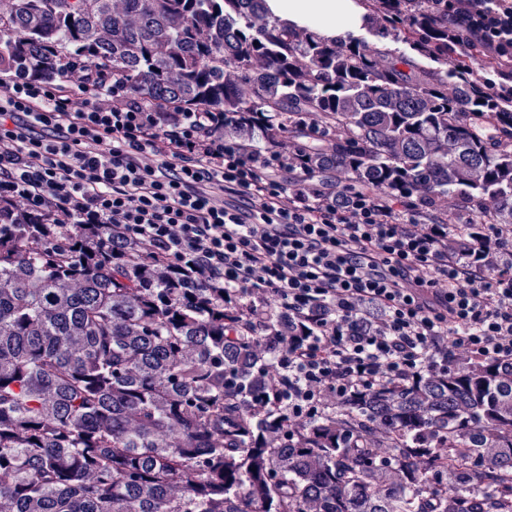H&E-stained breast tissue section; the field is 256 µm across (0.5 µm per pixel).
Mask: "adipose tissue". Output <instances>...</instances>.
Segmentation results:
<instances>
[{
    "label": "adipose tissue",
    "mask_w": 512,
    "mask_h": 512,
    "mask_svg": "<svg viewBox=\"0 0 512 512\" xmlns=\"http://www.w3.org/2000/svg\"><path fill=\"white\" fill-rule=\"evenodd\" d=\"M273 17L337 41L354 35L367 22L360 0H267Z\"/></svg>",
    "instance_id": "obj_1"
}]
</instances>
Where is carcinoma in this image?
I'll return each mask as SVG.
<instances>
[{
	"label": "carcinoma",
	"mask_w": 512,
	"mask_h": 512,
	"mask_svg": "<svg viewBox=\"0 0 512 512\" xmlns=\"http://www.w3.org/2000/svg\"><path fill=\"white\" fill-rule=\"evenodd\" d=\"M369 2L402 55L301 32L264 0H6L0 74L100 57L154 110L256 116L228 135L302 153L309 178L423 196L431 224L452 199L463 243L512 226V105L444 67L465 34L429 0ZM108 235L0 206V512H512V361L458 357L283 418L277 441L259 405L274 354L247 335L263 324L106 256Z\"/></svg>",
	"instance_id": "cac0c4a2"
}]
</instances>
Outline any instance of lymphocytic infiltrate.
<instances>
[{"label": "lymphocytic infiltrate", "mask_w": 512, "mask_h": 512, "mask_svg": "<svg viewBox=\"0 0 512 512\" xmlns=\"http://www.w3.org/2000/svg\"><path fill=\"white\" fill-rule=\"evenodd\" d=\"M489 58L488 97L512 93V0H431ZM68 87L21 74L0 85V205L55 224L110 229L170 287L222 289L225 308L277 332L271 414L301 425L393 382L415 384L449 354L512 359V236L484 225L462 256L416 203L287 182L300 154L257 151L224 129L239 116L157 112L99 60Z\"/></svg>", "instance_id": "obj_1"}]
</instances>
